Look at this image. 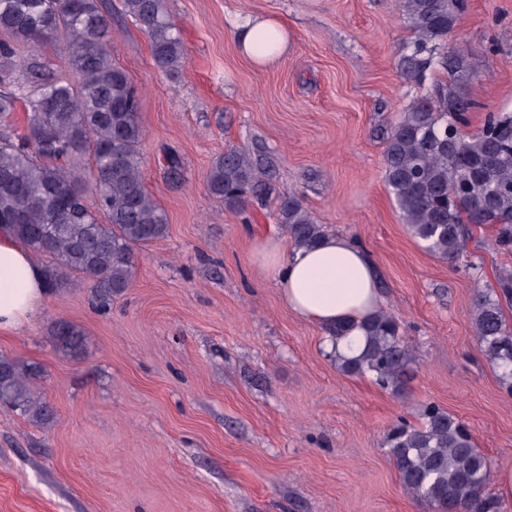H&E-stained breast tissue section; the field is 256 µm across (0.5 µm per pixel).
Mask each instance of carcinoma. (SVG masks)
Segmentation results:
<instances>
[{"label":"carcinoma","instance_id":"obj_1","mask_svg":"<svg viewBox=\"0 0 512 512\" xmlns=\"http://www.w3.org/2000/svg\"><path fill=\"white\" fill-rule=\"evenodd\" d=\"M463 0H397L415 39L401 70L418 80L432 65L452 81L413 100L386 137L385 182L409 233L433 255L455 262L469 238L468 225L490 226L497 245L512 251V117L489 113L481 129L463 132L472 103L461 82L477 72L472 59L448 50ZM125 11L147 36L155 66L178 74L187 62L165 0H124ZM110 25L99 0H0V122L18 101L30 100L27 132L0 138V225L29 249L48 256L47 287L82 273L102 304L130 285L135 250L163 238L167 215L142 176L140 122L129 76L112 60ZM61 41L70 77H46L40 48ZM172 180L181 178L180 156L164 154ZM212 197L235 212L277 200L276 220L296 246L326 235L299 195L281 192L249 153L231 147L206 176ZM107 215L103 224L97 213ZM512 299V272L499 275V290L473 303L472 323L486 356L512 388V327L500 298ZM364 348L336 357L340 372L370 375L383 388L405 387L414 354L392 315L377 311L361 323ZM55 349L68 357L85 353L84 331L58 320L50 327ZM36 366L0 357V407L49 424L54 413L35 396ZM405 490L434 512H495L487 493L492 470L466 425L435 405L419 425L401 423L388 437Z\"/></svg>","mask_w":512,"mask_h":512}]
</instances>
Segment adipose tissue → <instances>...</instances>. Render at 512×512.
Masks as SVG:
<instances>
[{"instance_id":"ef3b65f1","label":"adipose tissue","mask_w":512,"mask_h":512,"mask_svg":"<svg viewBox=\"0 0 512 512\" xmlns=\"http://www.w3.org/2000/svg\"><path fill=\"white\" fill-rule=\"evenodd\" d=\"M272 32L279 49L288 44V30L277 20L249 14L239 16V48L253 64L274 62L277 51L262 52L258 37ZM255 261L269 272L289 308L322 327L352 324L347 338H326V350L346 355L359 348L355 325L382 303L380 282L365 251L347 237L331 234L315 248L296 247L278 237L256 239ZM47 299L43 269L32 251L0 226V332L12 333L34 316Z\"/></svg>"}]
</instances>
